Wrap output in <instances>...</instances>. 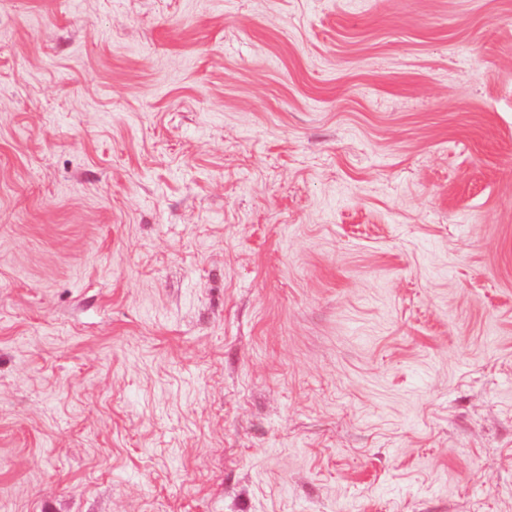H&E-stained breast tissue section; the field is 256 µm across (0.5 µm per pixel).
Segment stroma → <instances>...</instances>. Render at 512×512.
Masks as SVG:
<instances>
[{
  "label": "stroma",
  "instance_id": "1",
  "mask_svg": "<svg viewBox=\"0 0 512 512\" xmlns=\"http://www.w3.org/2000/svg\"><path fill=\"white\" fill-rule=\"evenodd\" d=\"M0 512H512V0H0Z\"/></svg>",
  "mask_w": 512,
  "mask_h": 512
}]
</instances>
